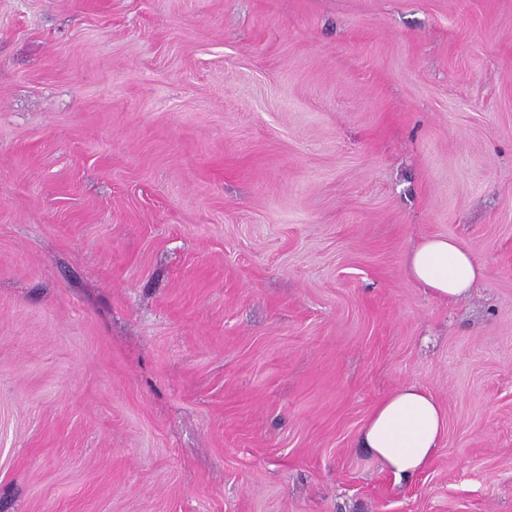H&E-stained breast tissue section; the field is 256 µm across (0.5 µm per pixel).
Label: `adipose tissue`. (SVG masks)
<instances>
[{
	"instance_id": "ef3b65f1",
	"label": "adipose tissue",
	"mask_w": 512,
	"mask_h": 512,
	"mask_svg": "<svg viewBox=\"0 0 512 512\" xmlns=\"http://www.w3.org/2000/svg\"><path fill=\"white\" fill-rule=\"evenodd\" d=\"M412 279L436 297L465 295L480 266L469 249L449 237H427L407 256ZM443 407L421 388L408 385L382 399L360 431V441L396 480L410 479L430 462L446 431Z\"/></svg>"
}]
</instances>
